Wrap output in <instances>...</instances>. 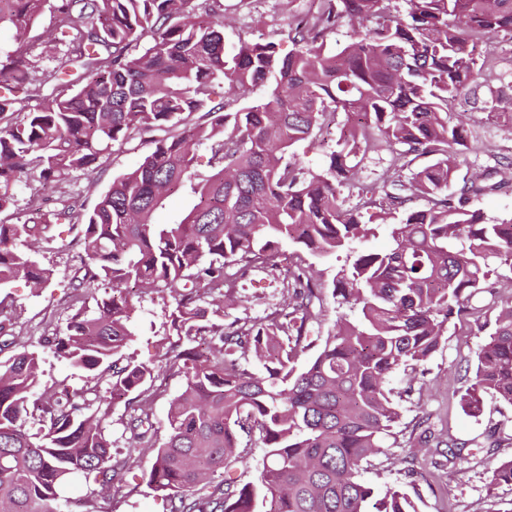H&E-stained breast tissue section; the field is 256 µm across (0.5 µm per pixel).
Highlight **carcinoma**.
<instances>
[{
  "mask_svg": "<svg viewBox=\"0 0 512 512\" xmlns=\"http://www.w3.org/2000/svg\"><path fill=\"white\" fill-rule=\"evenodd\" d=\"M214 2L0 0V29L14 39L0 52V215L15 208L20 185L36 183L54 202L22 222L0 218V288L50 284L53 270L36 258L50 224L78 227L83 271L65 328L19 345L0 321V345L16 348L0 361V512H55L72 479L110 486L134 468L169 512H416L402 489L379 494L359 471L400 417L389 378L415 373L463 316L484 336L465 410L480 413L487 394L512 406V306L471 305L496 268L512 270V217L490 222L474 207L509 184L459 177L476 148L448 112L461 97L478 100L481 42L512 34V0H407L404 18L388 0H320L287 30L231 47ZM46 11L54 36L38 46L28 34ZM345 24L349 42L329 49ZM220 84L227 98L217 101ZM256 87L266 95L228 111ZM481 103L490 120L512 112V98ZM328 112L347 123L314 170L294 147L317 136ZM136 135L151 151L93 210L77 211L66 187ZM373 140L391 159L352 203L358 156ZM204 143L213 173L200 179ZM187 184L189 213L152 223ZM419 198L425 207L413 206ZM369 211L382 221L399 215L382 252L358 249L379 228L364 222ZM282 240L315 257L346 252L332 297L354 316H338L302 368L321 316L322 283L310 267L283 284L288 315L227 331L220 323L238 276L277 269ZM131 288L162 294L170 325L161 357L183 380L160 443L151 370L130 350L139 303ZM46 354L83 370L84 387L42 388ZM253 359L261 368H250ZM121 399L131 452L115 459L102 421ZM254 433L262 468L258 483H243L238 448ZM145 449L154 451L147 468L134 454ZM492 481L512 485V457Z\"/></svg>",
  "mask_w": 512,
  "mask_h": 512,
  "instance_id": "obj_1",
  "label": "carcinoma"
}]
</instances>
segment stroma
I'll list each match as a JSON object with an SVG mask.
<instances>
[{"instance_id":"obj_1","label":"stroma","mask_w":512,"mask_h":512,"mask_svg":"<svg viewBox=\"0 0 512 512\" xmlns=\"http://www.w3.org/2000/svg\"><path fill=\"white\" fill-rule=\"evenodd\" d=\"M314 0H254L252 15H245L239 0H217L215 10L224 19L226 44L238 40L260 41L273 31L285 28L288 21L315 10ZM492 63L488 86L492 91L512 96V36L499 34L483 47ZM454 119L463 122L471 144L479 151L470 155L472 171L481 173L497 167L496 159L512 155V120L488 121L484 112L456 101L451 108ZM139 141L114 146L98 162L91 176H79L73 186L75 199L90 211L109 189L113 180L135 167L148 153ZM73 234L68 225L49 227L40 243L39 260L53 268L55 275L48 288L35 291L22 280L8 288L6 310L14 322V333L29 344L64 325L72 294L71 282L79 261L69 246ZM306 263L317 271L325 294L321 317L313 325L311 338L322 341L336 323V305L330 294L332 280L341 262L336 257L306 256ZM282 272L259 268L248 271L238 282L237 302L225 307V325H240L261 318L279 307L286 294L281 286ZM168 319L158 294L144 295L139 320L145 331L132 345L139 361L147 363L153 374L157 395L151 406L157 433H165L170 400L179 394L182 381L170 371L152 345L154 330L162 329ZM482 339L467 322L450 325L440 349L425 363L422 375L407 381L395 374L390 382L392 400L400 418L386 436L382 448L371 456L360 471L361 480L378 489H403L416 512H512V486L495 485L491 471L500 460L512 456V407L494 397H486L480 416L466 414L460 405L465 372L472 368ZM441 441L463 445V455L447 461L441 455L427 454L418 442L422 427ZM60 512H166L160 495L138 479L113 482L105 490H95L83 481H75L58 504Z\"/></svg>"}]
</instances>
